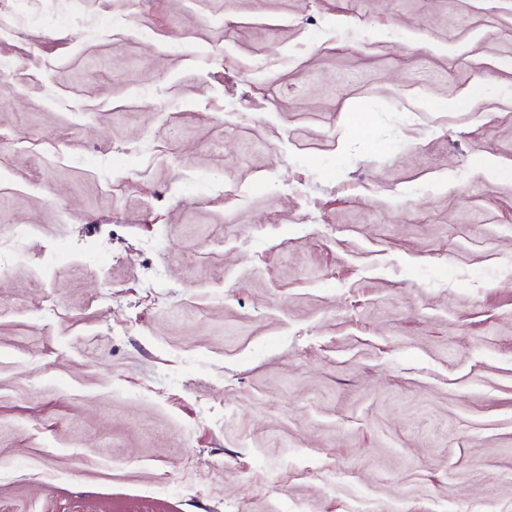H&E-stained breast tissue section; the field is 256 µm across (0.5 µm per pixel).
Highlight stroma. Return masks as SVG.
<instances>
[{
    "label": "stroma",
    "instance_id": "1",
    "mask_svg": "<svg viewBox=\"0 0 512 512\" xmlns=\"http://www.w3.org/2000/svg\"><path fill=\"white\" fill-rule=\"evenodd\" d=\"M4 62L0 512H512V0H10Z\"/></svg>",
    "mask_w": 512,
    "mask_h": 512
}]
</instances>
